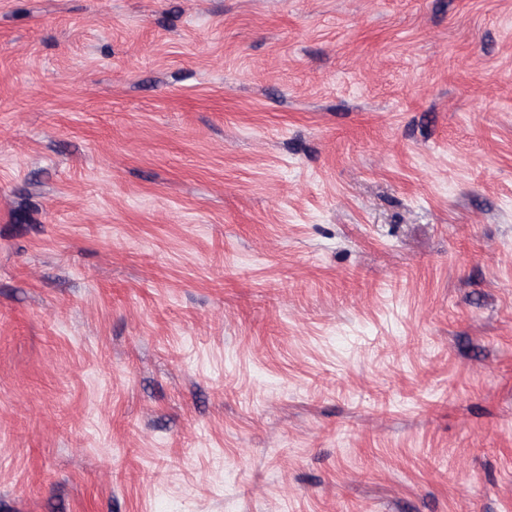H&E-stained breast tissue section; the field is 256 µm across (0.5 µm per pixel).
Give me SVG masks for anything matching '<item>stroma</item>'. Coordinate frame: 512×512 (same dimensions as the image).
<instances>
[{
    "mask_svg": "<svg viewBox=\"0 0 512 512\" xmlns=\"http://www.w3.org/2000/svg\"><path fill=\"white\" fill-rule=\"evenodd\" d=\"M0 512H512V0H0Z\"/></svg>",
    "mask_w": 512,
    "mask_h": 512,
    "instance_id": "1",
    "label": "stroma"
}]
</instances>
